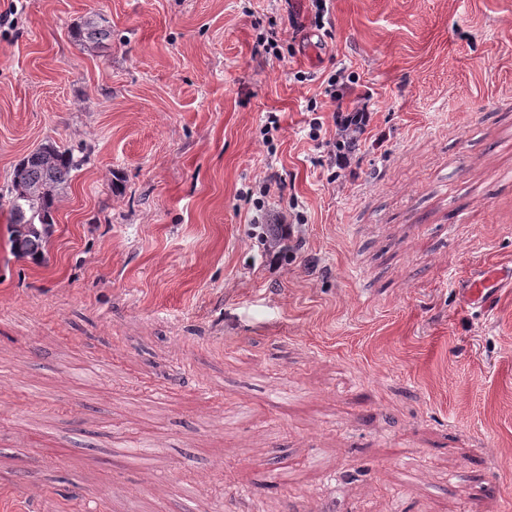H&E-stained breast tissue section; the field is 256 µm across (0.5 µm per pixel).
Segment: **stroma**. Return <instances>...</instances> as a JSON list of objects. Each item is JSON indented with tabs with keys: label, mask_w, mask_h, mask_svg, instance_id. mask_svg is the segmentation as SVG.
<instances>
[{
	"label": "stroma",
	"mask_w": 512,
	"mask_h": 512,
	"mask_svg": "<svg viewBox=\"0 0 512 512\" xmlns=\"http://www.w3.org/2000/svg\"><path fill=\"white\" fill-rule=\"evenodd\" d=\"M4 13L0 194L42 145L88 161L44 261L0 207V512H512V284L464 291L512 265V0H331L322 31L307 0ZM342 68L373 120L341 170ZM266 182L276 262L238 196ZM512 282V268H497L486 275L473 277L465 286L467 294L473 301L486 302L494 289L500 285Z\"/></svg>",
	"instance_id": "obj_1"
}]
</instances>
